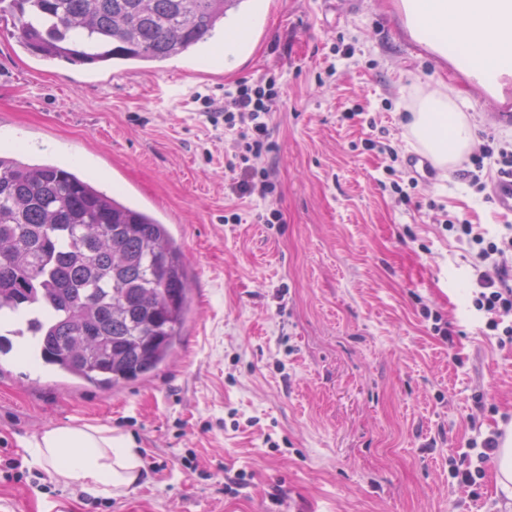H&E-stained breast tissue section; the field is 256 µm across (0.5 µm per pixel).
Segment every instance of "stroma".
Masks as SVG:
<instances>
[{"label":"stroma","instance_id":"35a3bbf8","mask_svg":"<svg viewBox=\"0 0 512 512\" xmlns=\"http://www.w3.org/2000/svg\"><path fill=\"white\" fill-rule=\"evenodd\" d=\"M249 22L231 67L219 39L160 68L94 73L32 56L0 19V151L154 212L193 293L174 357L122 388L0 359V468H31L48 426L90 424L131 437L145 471L111 500L0 475V512H512L496 459L476 499L448 473L449 459L475 463L472 440L512 426V344L486 335L468 301L475 251L444 221L496 238L505 218L460 163L409 201L391 188L416 153L403 127L416 95L467 98L482 156L512 142V77L492 90L468 78L415 38L403 0H263ZM262 77L279 94L264 200L232 193L231 135L209 121L225 90ZM273 209L279 221L260 223Z\"/></svg>","mask_w":512,"mask_h":512}]
</instances>
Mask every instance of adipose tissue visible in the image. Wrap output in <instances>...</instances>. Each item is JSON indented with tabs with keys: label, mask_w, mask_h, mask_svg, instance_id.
Returning a JSON list of instances; mask_svg holds the SVG:
<instances>
[{
	"label": "adipose tissue",
	"mask_w": 512,
	"mask_h": 512,
	"mask_svg": "<svg viewBox=\"0 0 512 512\" xmlns=\"http://www.w3.org/2000/svg\"><path fill=\"white\" fill-rule=\"evenodd\" d=\"M416 38L450 56L455 65L483 85L512 74V5L505 0H406ZM469 102L434 88L409 109L406 129L438 166L469 150L474 126ZM34 462L49 466L57 481L91 497L126 494L141 479L136 443L111 428L58 425L30 445Z\"/></svg>",
	"instance_id": "adipose-tissue-1"
}]
</instances>
